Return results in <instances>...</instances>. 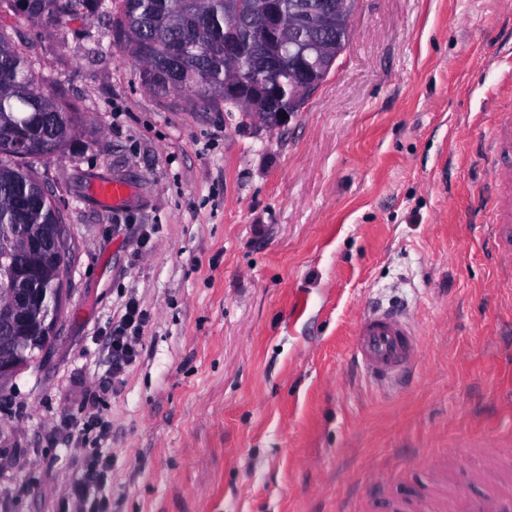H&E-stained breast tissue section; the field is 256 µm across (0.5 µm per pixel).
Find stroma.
Returning a JSON list of instances; mask_svg holds the SVG:
<instances>
[{"instance_id": "obj_1", "label": "stroma", "mask_w": 512, "mask_h": 512, "mask_svg": "<svg viewBox=\"0 0 512 512\" xmlns=\"http://www.w3.org/2000/svg\"><path fill=\"white\" fill-rule=\"evenodd\" d=\"M512 0H357L349 43L269 129L149 92L109 17L64 43L23 30L44 89L90 124L37 162L74 253L55 334L0 378V512H58L80 447L104 449L112 512H376L512 449V279L484 235L472 145L512 113ZM119 182L128 193L93 192ZM147 312L112 379V325ZM398 301L422 359L382 394L350 365L363 307ZM97 399L106 434L70 429Z\"/></svg>"}]
</instances>
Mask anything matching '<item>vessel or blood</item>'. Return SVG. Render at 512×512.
Segmentation results:
<instances>
[{
	"instance_id": "b4317fda",
	"label": "vessel or blood",
	"mask_w": 512,
	"mask_h": 512,
	"mask_svg": "<svg viewBox=\"0 0 512 512\" xmlns=\"http://www.w3.org/2000/svg\"><path fill=\"white\" fill-rule=\"evenodd\" d=\"M488 143L497 161L487 183L490 199L499 211V221L491 230L496 248L512 253V114L501 113L492 128ZM352 355L362 373L371 382L387 386L404 380L421 361L420 333L396 307L364 310L354 327ZM512 462L498 456L485 457L483 464L470 470L468 480L480 485L481 494L449 493L447 500L430 502L431 512H512V482L505 476Z\"/></svg>"
}]
</instances>
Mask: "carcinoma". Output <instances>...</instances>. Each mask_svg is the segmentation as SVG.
<instances>
[{"instance_id": "cac0c4a2", "label": "carcinoma", "mask_w": 512, "mask_h": 512, "mask_svg": "<svg viewBox=\"0 0 512 512\" xmlns=\"http://www.w3.org/2000/svg\"><path fill=\"white\" fill-rule=\"evenodd\" d=\"M340 42L325 56L309 52L307 65L312 90L324 82L349 40L346 8L323 0ZM238 18L230 20L224 0H205V20L186 11L185 0H0V14L40 25L60 38L68 22L90 19L109 7L116 26L139 71L142 85L158 96L181 95L185 102L226 112H267L269 120L278 114L298 112L304 101L294 102L283 94L274 102L253 98L254 86L247 84L236 97H224V31L234 23L241 41L239 71L259 83L266 72L262 58L288 56L286 43H270L258 37L259 26L252 20L254 0H236ZM327 26L324 12H311L297 29L295 42L310 47ZM43 76L22 49L0 32V294L15 288L43 289V303L35 304L26 319L0 337V356L17 367H29L42 349L40 329L51 316H60L64 267L46 257L34 267L36 278L18 275L16 259L23 236L38 235L50 248L72 255L73 245L66 233L64 214L43 183L27 167L24 159L41 160L81 134L82 117L64 101L47 95Z\"/></svg>"}]
</instances>
